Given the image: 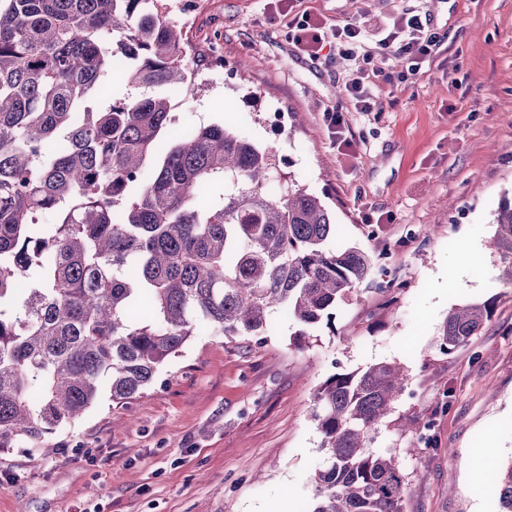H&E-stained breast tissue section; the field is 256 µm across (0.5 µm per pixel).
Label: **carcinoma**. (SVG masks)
Masks as SVG:
<instances>
[{"label": "carcinoma", "mask_w": 512, "mask_h": 512, "mask_svg": "<svg viewBox=\"0 0 512 512\" xmlns=\"http://www.w3.org/2000/svg\"><path fill=\"white\" fill-rule=\"evenodd\" d=\"M119 60L128 86L157 93L109 98ZM194 65L165 0H0V450L42 446L104 384L117 403L136 398L198 322L255 336L284 308L304 336L357 285L380 286L376 257L329 247L318 196L266 192L272 151L217 123L170 134L162 90H195ZM495 224L511 286L512 199ZM493 315L492 300L451 309L439 352ZM405 388L402 368L380 363L318 389L310 512H401L403 474L370 448ZM490 478L512 512V463Z\"/></svg>", "instance_id": "obj_1"}]
</instances>
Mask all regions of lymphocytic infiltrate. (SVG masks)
I'll list each match as a JSON object with an SVG mask.
<instances>
[{"label":"lymphocytic infiltrate","instance_id":"lymphocytic-infiltrate-1","mask_svg":"<svg viewBox=\"0 0 512 512\" xmlns=\"http://www.w3.org/2000/svg\"><path fill=\"white\" fill-rule=\"evenodd\" d=\"M428 15L413 14L401 17L387 34L367 43L366 23L360 19L342 25H328L323 19L309 13L294 16L289 27L298 49L310 58H317L325 38L339 40L341 57L351 64V74L345 83L346 95L359 112H377L382 108L375 98V90L381 84L406 81L415 74L421 63L431 55L437 42L429 31ZM392 55L407 61V70L400 72L369 71L375 56Z\"/></svg>","mask_w":512,"mask_h":512}]
</instances>
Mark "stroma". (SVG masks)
I'll use <instances>...</instances> for the list:
<instances>
[{"label":"stroma","instance_id":"1","mask_svg":"<svg viewBox=\"0 0 512 512\" xmlns=\"http://www.w3.org/2000/svg\"><path fill=\"white\" fill-rule=\"evenodd\" d=\"M178 3L170 15L208 67L197 91H169L175 131L218 122L272 149L269 193L289 181L320 197L332 246L377 255L383 287L355 288L308 336L280 310L259 336L198 326L138 398L101 391L49 452L21 439L0 453V512H308L317 389L395 362L407 386L373 449L405 476L403 512H496L490 469L512 462V286L490 247L512 195V0H294L373 31L420 10L440 39L416 75L383 85V111L346 112L340 134L324 118L343 101L336 49L302 55L268 0ZM488 299L493 318L440 353L449 310Z\"/></svg>","mask_w":512,"mask_h":512}]
</instances>
